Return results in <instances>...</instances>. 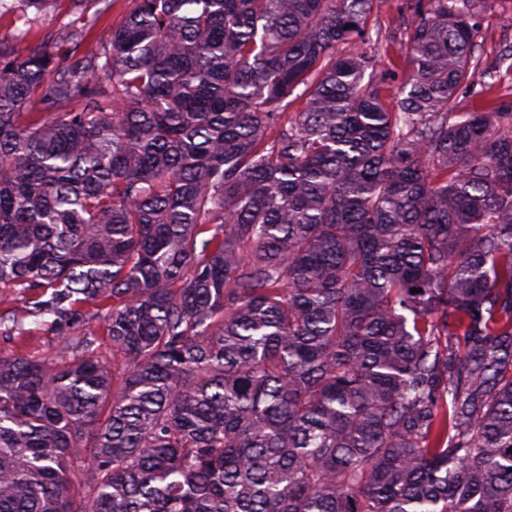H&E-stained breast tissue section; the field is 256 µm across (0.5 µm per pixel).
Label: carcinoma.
Here are the masks:
<instances>
[{
	"label": "carcinoma",
	"instance_id": "1",
	"mask_svg": "<svg viewBox=\"0 0 512 512\" xmlns=\"http://www.w3.org/2000/svg\"><path fill=\"white\" fill-rule=\"evenodd\" d=\"M54 0H0L24 41ZM0 40V512H512V100L483 0H74ZM400 83L396 101L389 100ZM418 292L413 293L411 289ZM72 0H58L53 8L45 12L40 21L38 35L28 42H23L20 47L26 50L28 44L36 43L40 38H50L52 43L58 42L64 54L68 45L64 41V33L68 23L77 17L74 13ZM399 0H381L380 9L378 12V21L381 24L379 48L383 55L381 58V67L385 68V64L393 59L399 61L401 65H404V60L399 55L401 54L400 42H393L389 38L388 30L386 29L397 16ZM512 1V0H511ZM510 0H487V7L481 20V31L477 38L480 45L476 55L482 53L483 66L493 72V78L487 79L493 85L492 90L512 93L511 60L499 63L500 50L512 46V2ZM25 327L30 329V335L22 347L24 351L38 358H53L60 341L59 336L49 332L47 327L33 323L30 319L25 321Z\"/></svg>",
	"mask_w": 512,
	"mask_h": 512
}]
</instances>
